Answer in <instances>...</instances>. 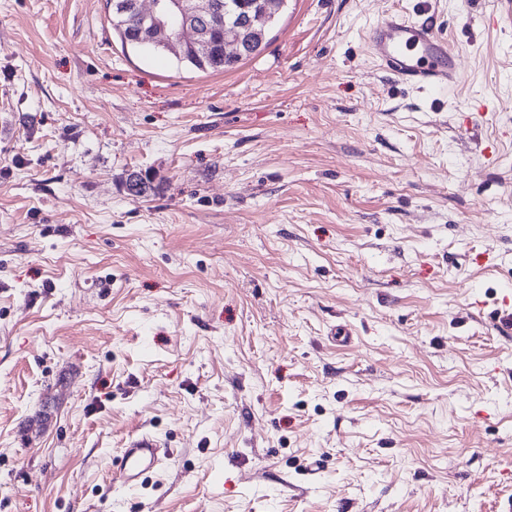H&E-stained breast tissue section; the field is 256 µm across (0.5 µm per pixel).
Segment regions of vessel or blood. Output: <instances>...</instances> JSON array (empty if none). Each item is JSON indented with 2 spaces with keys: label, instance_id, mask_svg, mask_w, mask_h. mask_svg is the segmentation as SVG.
Masks as SVG:
<instances>
[{
  "label": "vessel or blood",
  "instance_id": "obj_1",
  "mask_svg": "<svg viewBox=\"0 0 512 512\" xmlns=\"http://www.w3.org/2000/svg\"><path fill=\"white\" fill-rule=\"evenodd\" d=\"M367 39L380 66L407 85L444 91L460 78L458 54L448 40L402 14L383 16L370 28ZM171 454L152 435L135 436L114 462L110 480L135 486Z\"/></svg>",
  "mask_w": 512,
  "mask_h": 512
}]
</instances>
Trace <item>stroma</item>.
Returning a JSON list of instances; mask_svg holds the SVG:
<instances>
[{"label": "stroma", "mask_w": 512, "mask_h": 512, "mask_svg": "<svg viewBox=\"0 0 512 512\" xmlns=\"http://www.w3.org/2000/svg\"><path fill=\"white\" fill-rule=\"evenodd\" d=\"M506 9L288 0L203 72L0 0V512H512ZM391 11L454 88L379 68ZM367 39L379 65L407 85L444 91L460 79L458 54L448 40L400 13L383 16ZM172 455L169 448L162 449L161 442L150 434L133 437L127 448L113 464L110 480L125 487H133L142 477L154 470L162 458Z\"/></svg>", "instance_id": "35a3bbf8"}]
</instances>
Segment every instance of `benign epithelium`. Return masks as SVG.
I'll use <instances>...</instances> for the list:
<instances>
[{"mask_svg":"<svg viewBox=\"0 0 512 512\" xmlns=\"http://www.w3.org/2000/svg\"><path fill=\"white\" fill-rule=\"evenodd\" d=\"M133 8L143 19L138 34L140 45L164 46L177 54L188 46L199 58L209 57L213 50L200 22L213 25L223 21V7L215 0H151L146 10L140 0H134Z\"/></svg>","mask_w":512,"mask_h":512,"instance_id":"benign-epithelium-1","label":"benign epithelium"}]
</instances>
